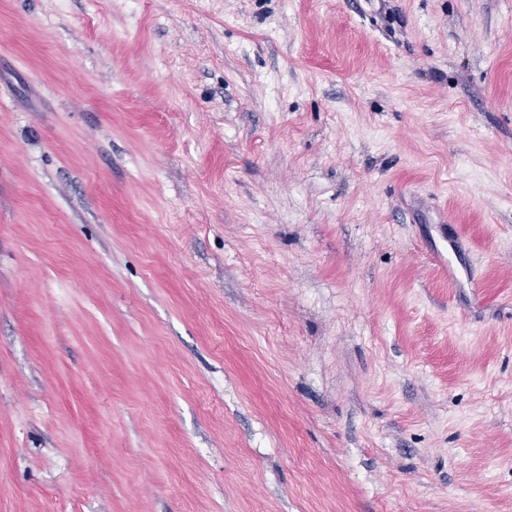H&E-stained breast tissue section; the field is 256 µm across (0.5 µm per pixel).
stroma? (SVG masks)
Returning a JSON list of instances; mask_svg holds the SVG:
<instances>
[{
	"mask_svg": "<svg viewBox=\"0 0 512 512\" xmlns=\"http://www.w3.org/2000/svg\"><path fill=\"white\" fill-rule=\"evenodd\" d=\"M510 297L512 0H0V512H512Z\"/></svg>",
	"mask_w": 512,
	"mask_h": 512,
	"instance_id": "35a3bbf8",
	"label": "stroma"
}]
</instances>
